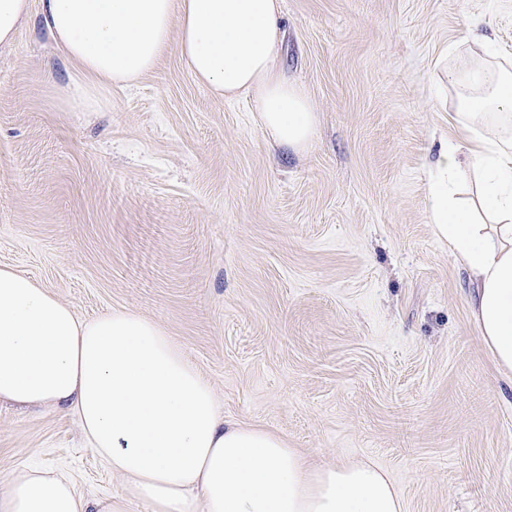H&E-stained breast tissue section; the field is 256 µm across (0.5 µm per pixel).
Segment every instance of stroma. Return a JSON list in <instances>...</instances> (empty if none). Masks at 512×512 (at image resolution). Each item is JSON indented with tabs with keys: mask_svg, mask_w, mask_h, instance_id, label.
<instances>
[{
	"mask_svg": "<svg viewBox=\"0 0 512 512\" xmlns=\"http://www.w3.org/2000/svg\"><path fill=\"white\" fill-rule=\"evenodd\" d=\"M279 61L316 114L294 152L250 100L177 51L90 112L39 16L0 46V268L89 320L161 326L226 419L318 464L368 459L406 512H512V374L434 235L428 164L454 136L437 61L465 16L512 56V0H283ZM64 469L90 502L121 479L76 420L0 403V479Z\"/></svg>",
	"mask_w": 512,
	"mask_h": 512,
	"instance_id": "35a3bbf8",
	"label": "stroma"
}]
</instances>
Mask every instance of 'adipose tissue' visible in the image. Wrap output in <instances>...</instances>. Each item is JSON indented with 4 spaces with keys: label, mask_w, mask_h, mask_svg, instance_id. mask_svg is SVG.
I'll return each instance as SVG.
<instances>
[{
    "label": "adipose tissue",
    "mask_w": 512,
    "mask_h": 512,
    "mask_svg": "<svg viewBox=\"0 0 512 512\" xmlns=\"http://www.w3.org/2000/svg\"><path fill=\"white\" fill-rule=\"evenodd\" d=\"M39 14L76 66L66 100L94 109L177 49L192 76L227 100L247 98L273 141L298 151L316 116L278 66L282 0H0V45ZM481 22L464 39L484 58L448 73L458 130L430 171L435 236L466 272L477 331L512 373V64ZM0 402L73 415L122 479L92 504L64 472L28 468L0 488V512H405L383 467L317 465L270 430L224 419L212 385L152 320L114 309L79 319L29 277L0 268Z\"/></svg>",
    "instance_id": "ef3b65f1"
}]
</instances>
